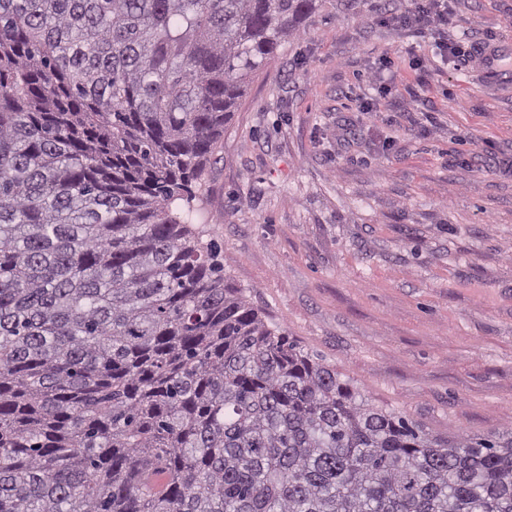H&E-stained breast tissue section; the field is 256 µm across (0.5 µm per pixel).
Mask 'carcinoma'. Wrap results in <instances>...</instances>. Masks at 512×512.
Segmentation results:
<instances>
[{"instance_id":"1","label":"carcinoma","mask_w":512,"mask_h":512,"mask_svg":"<svg viewBox=\"0 0 512 512\" xmlns=\"http://www.w3.org/2000/svg\"><path fill=\"white\" fill-rule=\"evenodd\" d=\"M315 0H0V512H512L303 352L172 213Z\"/></svg>"}]
</instances>
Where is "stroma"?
<instances>
[{
	"label": "stroma",
	"mask_w": 512,
	"mask_h": 512,
	"mask_svg": "<svg viewBox=\"0 0 512 512\" xmlns=\"http://www.w3.org/2000/svg\"><path fill=\"white\" fill-rule=\"evenodd\" d=\"M323 0L247 84L179 200L233 287L376 406L438 437L512 425V0ZM409 4L404 11L394 14V19L403 25L410 22L421 27L434 25L435 27L448 26V6L446 0H408ZM447 9V11H446Z\"/></svg>",
	"instance_id": "stroma-1"
}]
</instances>
